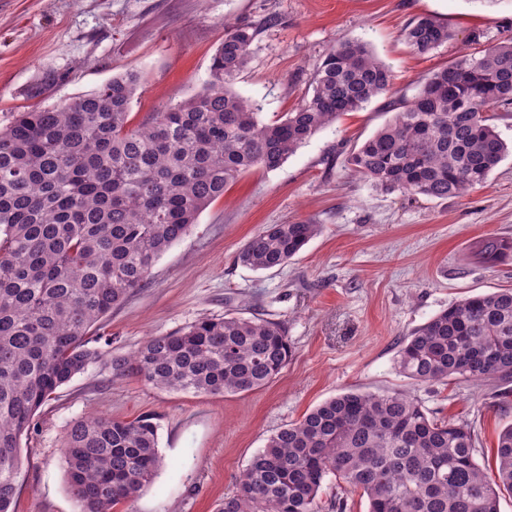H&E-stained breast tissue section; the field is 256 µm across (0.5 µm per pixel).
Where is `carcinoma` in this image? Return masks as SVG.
<instances>
[{
    "instance_id": "carcinoma-1",
    "label": "carcinoma",
    "mask_w": 512,
    "mask_h": 512,
    "mask_svg": "<svg viewBox=\"0 0 512 512\" xmlns=\"http://www.w3.org/2000/svg\"><path fill=\"white\" fill-rule=\"evenodd\" d=\"M255 35L248 25L224 26L203 89L138 124L130 112L138 82L129 74L62 106L18 112L0 129V512H14L20 443L37 411L99 358L87 347L90 330L144 286L156 260L230 183L279 168L318 131L392 88V70L369 44L341 41L311 96L264 122L231 88ZM402 37L424 54L452 33L428 15ZM511 105L512 41L479 57L463 53L399 99L347 168L383 192L460 197L512 154L493 124L512 115ZM321 230L268 224L237 259L253 270L281 267ZM508 252L511 240L480 244L489 264ZM290 354L280 323L227 313L153 336L111 364L114 376L224 395L266 386ZM397 365L421 383H511L512 289L438 312L401 341ZM476 442L472 424L438 418L404 393L344 392L270 435L220 512H321L330 475L366 496L368 512H500V494L512 493V424L499 435L493 480L475 460ZM62 455L81 512L134 500L162 466L147 419L78 420Z\"/></svg>"
}]
</instances>
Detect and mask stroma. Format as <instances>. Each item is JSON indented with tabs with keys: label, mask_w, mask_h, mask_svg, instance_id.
Instances as JSON below:
<instances>
[{
	"label": "stroma",
	"mask_w": 512,
	"mask_h": 512,
	"mask_svg": "<svg viewBox=\"0 0 512 512\" xmlns=\"http://www.w3.org/2000/svg\"><path fill=\"white\" fill-rule=\"evenodd\" d=\"M427 15L452 38L420 54L400 34ZM228 21L257 30L233 88L263 121L311 95L325 55L343 40L370 44L390 66L393 88L316 133L280 168L229 185L158 259L149 281L92 329L88 346L102 358L38 410L21 440L15 512H80L61 444L89 415L143 418L157 428L163 465L115 512H218L270 435L349 390L403 391L437 417L472 423L478 463L495 468L512 392L418 383L399 372L396 356L405 336L454 302L512 289V255L490 265L477 251L489 235L512 240V156L484 186L447 200L376 190L345 159L392 118L393 101L412 97L458 54L478 56L512 39V0H0V127L17 111L70 102L126 73L139 78L131 116L141 122L202 90ZM301 221L322 232L288 264L254 270L238 262L264 225ZM227 313L285 327L292 354L268 386L204 396L113 376L112 358Z\"/></svg>",
	"instance_id": "stroma-1"
}]
</instances>
